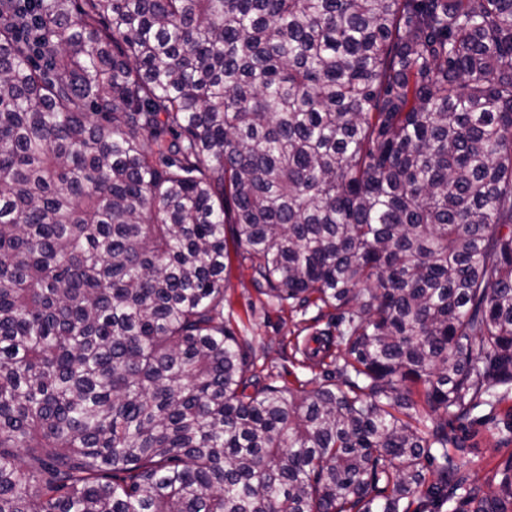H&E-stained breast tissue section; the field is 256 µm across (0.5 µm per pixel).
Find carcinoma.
Returning a JSON list of instances; mask_svg holds the SVG:
<instances>
[{
	"mask_svg": "<svg viewBox=\"0 0 512 512\" xmlns=\"http://www.w3.org/2000/svg\"><path fill=\"white\" fill-rule=\"evenodd\" d=\"M254 283L338 380L249 376ZM512 0H0V512H512ZM225 236L230 251L224 298V329L245 345L252 372L263 384L314 390L334 381L336 363L331 358L317 365L306 351L315 345L310 338L317 332L336 336V311L310 307L304 312L288 305L279 306L254 286L247 262L236 256L230 232ZM448 436L454 438L459 451L448 445L451 453H458L470 460L467 474L469 481L478 485L482 493L495 489L490 481L500 465L512 456V444L499 445L497 429L492 421L479 423L472 418L455 421L448 426Z\"/></svg>",
	"mask_w": 512,
	"mask_h": 512,
	"instance_id": "cac0c4a2",
	"label": "carcinoma"
}]
</instances>
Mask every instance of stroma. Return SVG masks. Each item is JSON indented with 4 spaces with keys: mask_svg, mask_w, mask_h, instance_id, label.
I'll use <instances>...</instances> for the list:
<instances>
[{
    "mask_svg": "<svg viewBox=\"0 0 512 512\" xmlns=\"http://www.w3.org/2000/svg\"><path fill=\"white\" fill-rule=\"evenodd\" d=\"M224 327L244 344L250 368L261 383L311 391L336 375L334 362L319 365L306 355L313 335L335 333V310L278 305L258 291L249 264L236 255L226 272ZM448 435L469 461L470 482L481 491L492 490L491 478L512 457V444H499L493 422L470 418L450 425Z\"/></svg>",
    "mask_w": 512,
    "mask_h": 512,
    "instance_id": "obj_1",
    "label": "stroma"
}]
</instances>
